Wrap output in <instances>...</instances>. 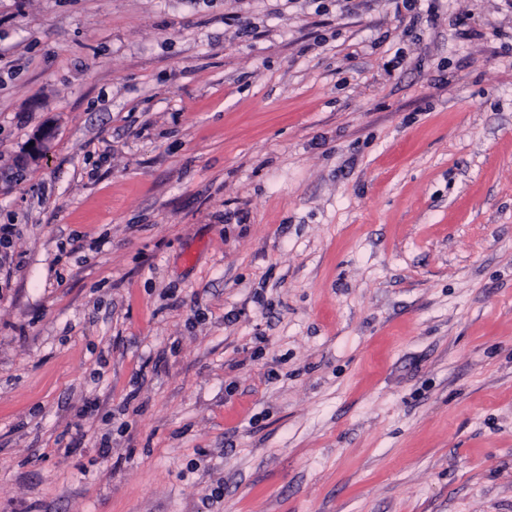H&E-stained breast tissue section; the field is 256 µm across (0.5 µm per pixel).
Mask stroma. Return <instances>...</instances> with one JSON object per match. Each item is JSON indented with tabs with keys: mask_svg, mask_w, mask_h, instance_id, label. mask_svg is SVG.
I'll use <instances>...</instances> for the list:
<instances>
[{
	"mask_svg": "<svg viewBox=\"0 0 512 512\" xmlns=\"http://www.w3.org/2000/svg\"><path fill=\"white\" fill-rule=\"evenodd\" d=\"M1 224L0 512H512V0H0Z\"/></svg>",
	"mask_w": 512,
	"mask_h": 512,
	"instance_id": "obj_1",
	"label": "stroma"
}]
</instances>
